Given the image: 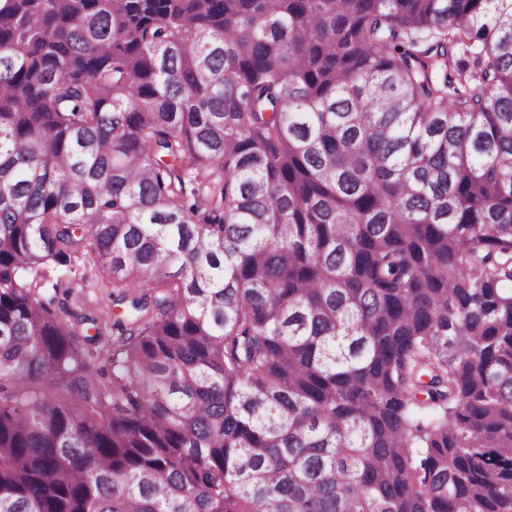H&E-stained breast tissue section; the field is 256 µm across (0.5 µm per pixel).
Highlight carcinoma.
<instances>
[{
    "label": "carcinoma",
    "mask_w": 512,
    "mask_h": 512,
    "mask_svg": "<svg viewBox=\"0 0 512 512\" xmlns=\"http://www.w3.org/2000/svg\"><path fill=\"white\" fill-rule=\"evenodd\" d=\"M0 512H512V0H0ZM85 276L94 278V271L88 266L86 268L76 266L59 269L55 273V277L59 278L60 294L58 297L62 296L65 287L72 284L76 296L75 299L68 300L69 305L77 309L83 308L85 311L93 312L104 319L106 313L112 311V288H79L82 285L81 278ZM94 281H96V278H94Z\"/></svg>",
    "instance_id": "carcinoma-1"
}]
</instances>
